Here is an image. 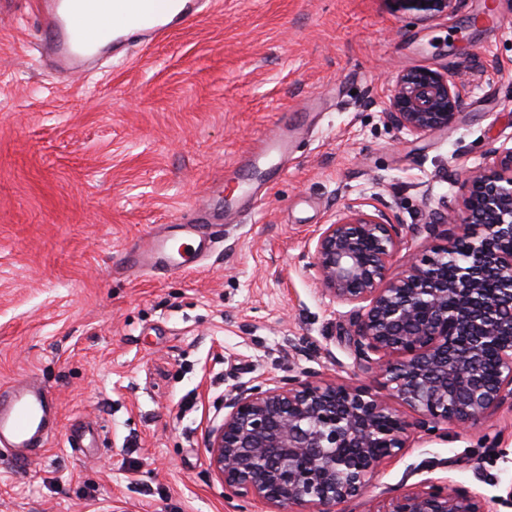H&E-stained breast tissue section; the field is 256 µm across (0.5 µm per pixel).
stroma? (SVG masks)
<instances>
[{
    "label": "stroma",
    "instance_id": "35a3bbf8",
    "mask_svg": "<svg viewBox=\"0 0 512 512\" xmlns=\"http://www.w3.org/2000/svg\"><path fill=\"white\" fill-rule=\"evenodd\" d=\"M30 0H0V387L39 379L57 418L0 512H264L226 498L206 438L238 384L318 375L380 390L311 255L352 203L412 229L457 205L489 146H512V0L423 21L394 0H219L167 43L59 83L32 50ZM462 73L457 122L416 135L385 115L402 71ZM285 157L255 159L272 129ZM230 211L187 272L132 266L138 240ZM512 487V409L411 436L348 512L393 491Z\"/></svg>",
    "mask_w": 512,
    "mask_h": 512
}]
</instances>
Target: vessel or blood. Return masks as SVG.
Segmentation results:
<instances>
[{
	"mask_svg": "<svg viewBox=\"0 0 512 512\" xmlns=\"http://www.w3.org/2000/svg\"><path fill=\"white\" fill-rule=\"evenodd\" d=\"M35 48L64 80L102 62L127 58L136 48L167 41L205 15L210 0H34ZM215 240L211 225L182 224L177 234H153L132 249L134 264L155 274H174L196 263ZM55 412L52 392L31 381L0 393V441L16 448V465L42 448L45 423Z\"/></svg>",
	"mask_w": 512,
	"mask_h": 512,
	"instance_id": "obj_1",
	"label": "vessel or blood"
}]
</instances>
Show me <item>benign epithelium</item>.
Instances as JSON below:
<instances>
[{
  "instance_id": "7a95c632",
  "label": "benign epithelium",
  "mask_w": 512,
  "mask_h": 512,
  "mask_svg": "<svg viewBox=\"0 0 512 512\" xmlns=\"http://www.w3.org/2000/svg\"><path fill=\"white\" fill-rule=\"evenodd\" d=\"M396 2L434 21L462 0ZM467 87L459 73L407 70L394 80L386 117L417 135L445 129ZM444 223L458 232L428 251L409 250L402 225L378 207L349 206L319 230L312 266L321 291L352 306L348 348L386 393L297 376L265 390L236 387L206 446L229 497L267 512H346L413 431L469 429L512 406V148L490 147L485 165L465 173L461 204L425 230ZM375 512L489 510L465 488L428 483L392 494Z\"/></svg>"
}]
</instances>
